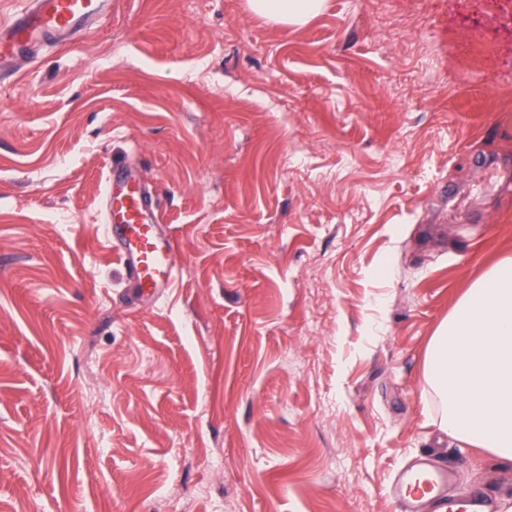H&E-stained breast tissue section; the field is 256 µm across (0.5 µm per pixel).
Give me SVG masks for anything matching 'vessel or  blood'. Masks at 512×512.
<instances>
[{"mask_svg": "<svg viewBox=\"0 0 512 512\" xmlns=\"http://www.w3.org/2000/svg\"><path fill=\"white\" fill-rule=\"evenodd\" d=\"M22 8L0 21V61L29 58L46 42L61 43L91 28L107 14V0H22ZM106 243L111 247L138 294L163 295L178 276L171 239L163 234L150 193L131 170L113 166L106 181ZM452 470L414 457L392 486L406 512H418L422 501L437 503L440 512H495L496 502L483 491L460 499L445 490Z\"/></svg>", "mask_w": 512, "mask_h": 512, "instance_id": "obj_1", "label": "vessel or blood"}]
</instances>
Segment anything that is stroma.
Segmentation results:
<instances>
[{"mask_svg":"<svg viewBox=\"0 0 512 512\" xmlns=\"http://www.w3.org/2000/svg\"><path fill=\"white\" fill-rule=\"evenodd\" d=\"M0 81V512H404L512 465L438 428L429 344L512 256V0H112ZM146 180L179 280L103 240ZM250 10L274 23L300 26L315 17L322 0H249ZM453 479V471L435 467L425 456L414 457L392 486V493L400 498L406 512H419L424 500L437 503L441 512H494L496 502L484 491H475L468 497L448 499L445 490Z\"/></svg>","mask_w":512,"mask_h":512,"instance_id":"obj_1","label":"stroma"}]
</instances>
